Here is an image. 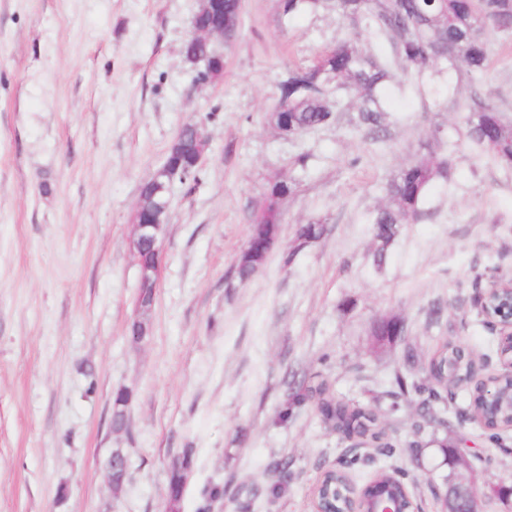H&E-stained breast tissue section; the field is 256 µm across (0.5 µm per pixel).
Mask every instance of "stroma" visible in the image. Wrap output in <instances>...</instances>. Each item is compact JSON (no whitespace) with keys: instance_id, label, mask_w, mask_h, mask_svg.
<instances>
[{"instance_id":"stroma-1","label":"stroma","mask_w":512,"mask_h":512,"mask_svg":"<svg viewBox=\"0 0 512 512\" xmlns=\"http://www.w3.org/2000/svg\"><path fill=\"white\" fill-rule=\"evenodd\" d=\"M199 5L0 0V512H164L187 448L180 512H311L317 481L339 465L359 485L402 469L421 512H441L439 444L462 439L477 487L512 482V429L496 445L460 422L463 390L427 406L393 382L420 374L450 338L483 355V374L500 369L474 296L512 276V167L466 131L476 94L512 122V34L489 31L495 54L474 80L393 62L381 135L359 125L356 93L341 90L332 123L283 137L270 117L289 72L343 41L377 55L387 45L363 20L242 0L222 78L198 86L181 47ZM450 83L454 94H420ZM196 122L210 149L196 183L172 185L151 333L135 345L132 215L178 130ZM442 157L448 181L431 185L422 216L375 267L369 218L388 204V183ZM277 181L295 185L279 202L278 242L239 281L250 216ZM318 221L324 235L285 262L298 227ZM387 319L404 332L379 348L374 328ZM291 372L380 410L395 454L353 447L315 402L284 412ZM120 390L131 401L117 432ZM115 448L129 463L117 494L102 471ZM282 458L287 471L271 476ZM216 484L223 498L206 502Z\"/></svg>"}]
</instances>
